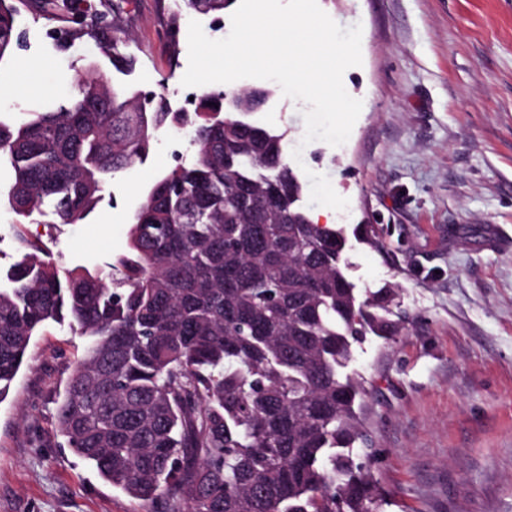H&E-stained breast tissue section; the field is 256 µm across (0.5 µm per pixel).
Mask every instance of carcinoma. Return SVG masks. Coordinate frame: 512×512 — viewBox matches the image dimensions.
<instances>
[{
    "instance_id": "carcinoma-1",
    "label": "carcinoma",
    "mask_w": 512,
    "mask_h": 512,
    "mask_svg": "<svg viewBox=\"0 0 512 512\" xmlns=\"http://www.w3.org/2000/svg\"><path fill=\"white\" fill-rule=\"evenodd\" d=\"M70 42L95 38L106 15L82 0H40ZM219 12L230 0H175ZM16 0H0V60L20 41ZM127 31L103 46L117 70L134 61ZM202 92L194 161L146 193L128 250L109 270L66 268L25 253L0 270V401L34 336L68 325L88 338L56 407V432L112 486L165 512H375L366 464L362 382L342 373L352 341L392 336L390 288L359 298L341 228L313 222L285 134L230 114ZM103 74L41 111L0 119V208L16 223L45 208L85 220L114 176L144 161L172 117L163 95ZM118 270L124 287L107 280Z\"/></svg>"
}]
</instances>
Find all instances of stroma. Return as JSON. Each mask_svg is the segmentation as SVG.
Wrapping results in <instances>:
<instances>
[{"instance_id": "35a3bbf8", "label": "stroma", "mask_w": 512, "mask_h": 512, "mask_svg": "<svg viewBox=\"0 0 512 512\" xmlns=\"http://www.w3.org/2000/svg\"><path fill=\"white\" fill-rule=\"evenodd\" d=\"M318 4L338 25L363 29V62L343 77L363 102L348 141L304 143V103L270 80L261 84L273 99L256 119L285 131L288 149L348 198L332 221L346 231L358 292L397 290L400 333L352 346L347 370L368 391L366 439L353 451L370 463L380 512H512V0ZM193 20L212 39L230 32L226 12L126 0L118 23L136 67L124 75L99 40H46L51 23L27 0L26 48L0 64V111L54 106L89 69L179 106ZM194 154L185 131L161 128L146 160L118 174L80 224L48 210L19 224L0 210V268L31 241L66 267L107 269L127 248L145 191ZM86 345L68 326L46 327L0 401V512H158L103 481L56 435V401Z\"/></svg>"}]
</instances>
